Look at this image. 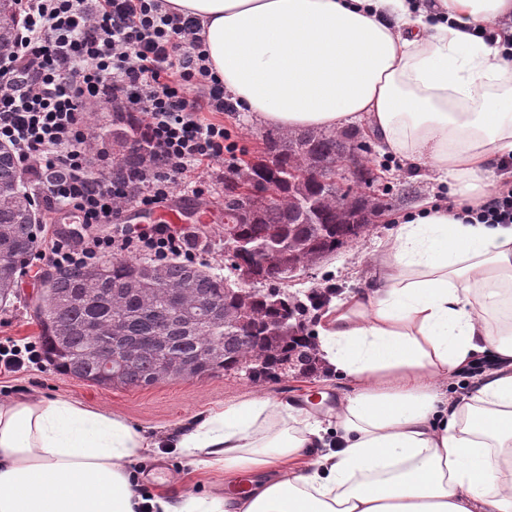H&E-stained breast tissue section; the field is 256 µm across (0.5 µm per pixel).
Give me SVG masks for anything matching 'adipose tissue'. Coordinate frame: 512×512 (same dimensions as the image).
<instances>
[{"label": "adipose tissue", "mask_w": 512, "mask_h": 512, "mask_svg": "<svg viewBox=\"0 0 512 512\" xmlns=\"http://www.w3.org/2000/svg\"><path fill=\"white\" fill-rule=\"evenodd\" d=\"M197 18L213 75L280 129L364 123L387 152L454 181L464 207L512 155V66L475 26L512 0H166ZM373 287L331 304L323 360L352 392L334 428L289 400L251 398L187 424L170 445L223 470L224 490L176 488L152 512H512V224L446 205L400 224ZM478 386L443 381L481 361ZM150 449L75 400L0 402V512H137L128 468Z\"/></svg>", "instance_id": "obj_1"}]
</instances>
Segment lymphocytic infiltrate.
I'll return each instance as SVG.
<instances>
[{
	"mask_svg": "<svg viewBox=\"0 0 512 512\" xmlns=\"http://www.w3.org/2000/svg\"><path fill=\"white\" fill-rule=\"evenodd\" d=\"M12 55L0 59V142L41 186L46 209L64 207L78 227L39 258L56 270L104 256L194 261L188 228L152 224L133 234H93L122 205L152 209L224 155L235 154L211 112L235 105L210 72L198 25L164 0H20ZM140 116L147 152L132 171L92 169L86 114L103 106Z\"/></svg>",
	"mask_w": 512,
	"mask_h": 512,
	"instance_id": "obj_1",
	"label": "lymphocytic infiltrate"
}]
</instances>
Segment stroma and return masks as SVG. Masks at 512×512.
<instances>
[{
    "label": "stroma",
    "instance_id": "35a3bbf8",
    "mask_svg": "<svg viewBox=\"0 0 512 512\" xmlns=\"http://www.w3.org/2000/svg\"><path fill=\"white\" fill-rule=\"evenodd\" d=\"M222 120L230 140L247 155L262 149L265 127L253 113L227 112ZM368 160L374 176L370 194L382 205L368 235L359 243L344 246L336 254L308 266L289 281V291L304 296L314 288H331L341 298L371 287L379 247L394 236L399 222L424 204L458 201L455 187L437 183L427 168L411 165L376 146L372 147ZM44 270L39 260L30 261L18 280L17 300L0 305V336L21 342L37 340L40 328L27 305L37 296ZM349 389V383L327 367L308 376L292 373L256 382L219 373L198 379L169 380L148 388L112 389L76 380L46 361L24 372L0 374V400L21 396L72 398L125 419L152 440L178 431L191 416L249 398L290 399L316 418L327 421ZM133 470L150 496L173 485L196 494L214 489L212 474L195 469L186 458L167 448L152 449Z\"/></svg>",
    "mask_w": 512,
    "mask_h": 512
}]
</instances>
